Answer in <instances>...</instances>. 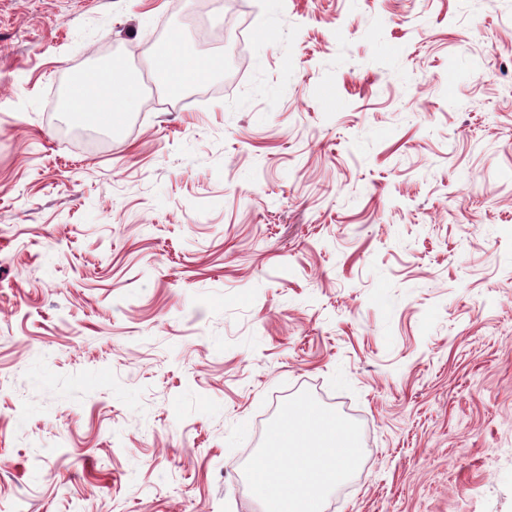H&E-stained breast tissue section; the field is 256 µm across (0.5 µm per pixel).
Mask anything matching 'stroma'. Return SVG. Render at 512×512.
<instances>
[{"label":"stroma","instance_id":"35a3bbf8","mask_svg":"<svg viewBox=\"0 0 512 512\" xmlns=\"http://www.w3.org/2000/svg\"><path fill=\"white\" fill-rule=\"evenodd\" d=\"M300 400L323 512H512V0H0V512H260ZM221 68L219 59L200 61L188 46L178 39L167 48L165 61L156 68L159 80L173 93L184 87L199 85L208 81ZM141 102L137 82L101 67L83 73L72 83L63 109L73 117L90 115L97 126L114 131ZM272 435L248 470L265 512H318L325 494L350 475L360 454L356 430L308 402L282 411ZM282 458L289 463L282 464Z\"/></svg>","mask_w":512,"mask_h":512}]
</instances>
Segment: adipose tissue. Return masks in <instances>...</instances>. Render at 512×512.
I'll return each instance as SVG.
<instances>
[{
    "mask_svg": "<svg viewBox=\"0 0 512 512\" xmlns=\"http://www.w3.org/2000/svg\"><path fill=\"white\" fill-rule=\"evenodd\" d=\"M220 67V60L200 61L193 50L175 40L157 71L161 82L178 92L205 83ZM141 101L137 82L101 67L72 83L63 109L115 130ZM272 435L271 445L248 470L264 512H319L325 494L350 475L359 458L356 430L300 401L282 411Z\"/></svg>",
    "mask_w": 512,
    "mask_h": 512,
    "instance_id": "adipose-tissue-1",
    "label": "adipose tissue"
}]
</instances>
